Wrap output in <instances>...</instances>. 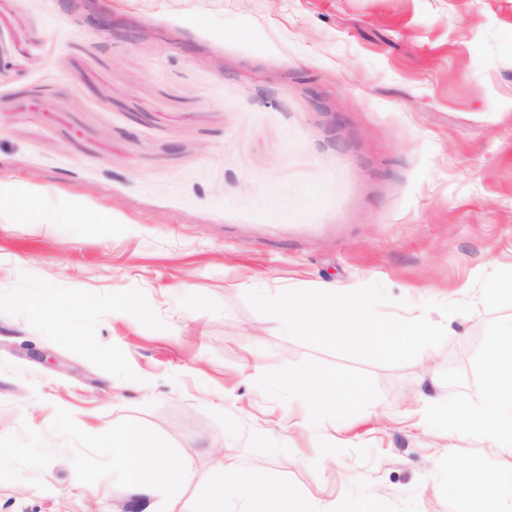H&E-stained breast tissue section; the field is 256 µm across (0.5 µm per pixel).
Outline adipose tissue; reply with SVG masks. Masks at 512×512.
I'll list each match as a JSON object with an SVG mask.
<instances>
[{
  "label": "adipose tissue",
  "instance_id": "1",
  "mask_svg": "<svg viewBox=\"0 0 512 512\" xmlns=\"http://www.w3.org/2000/svg\"><path fill=\"white\" fill-rule=\"evenodd\" d=\"M487 379L478 399H465L466 416L456 423V431L476 437L489 448L512 447V328L502 332L485 355ZM140 438L131 431L112 432V466L123 471L131 483L143 479L160 480L183 490L199 483V476L190 469L160 466L143 475L131 462L139 456ZM216 498L236 497L260 504L262 512H305L295 498L271 478L263 464H255L245 472L226 473L222 485L215 487Z\"/></svg>",
  "mask_w": 512,
  "mask_h": 512
}]
</instances>
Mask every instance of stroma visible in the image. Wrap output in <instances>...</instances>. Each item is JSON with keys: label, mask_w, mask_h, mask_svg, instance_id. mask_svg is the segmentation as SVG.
Segmentation results:
<instances>
[{"label": "stroma", "mask_w": 512, "mask_h": 512, "mask_svg": "<svg viewBox=\"0 0 512 512\" xmlns=\"http://www.w3.org/2000/svg\"><path fill=\"white\" fill-rule=\"evenodd\" d=\"M0 192V512H252L212 490L259 461L308 512H512L450 431L512 321V0H0ZM324 282L473 309L385 365L245 298ZM128 424L205 484L134 491Z\"/></svg>", "instance_id": "obj_1"}]
</instances>
